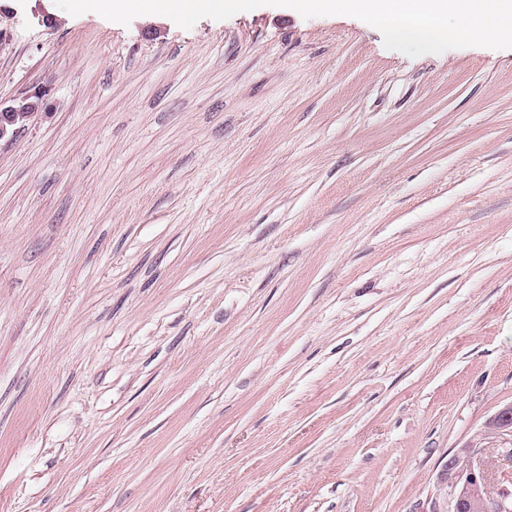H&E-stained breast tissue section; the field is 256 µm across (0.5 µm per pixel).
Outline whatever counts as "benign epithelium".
I'll use <instances>...</instances> for the list:
<instances>
[{
  "label": "benign epithelium",
  "instance_id": "7a95c632",
  "mask_svg": "<svg viewBox=\"0 0 512 512\" xmlns=\"http://www.w3.org/2000/svg\"><path fill=\"white\" fill-rule=\"evenodd\" d=\"M31 99L27 95L11 105L0 103V141L13 140L16 111ZM489 435L498 439V457L512 464V405L500 409L486 423ZM497 460L474 446L457 448L448 456L441 474L437 496L449 501L448 512H512V491L493 488L492 474Z\"/></svg>",
  "mask_w": 512,
  "mask_h": 512
}]
</instances>
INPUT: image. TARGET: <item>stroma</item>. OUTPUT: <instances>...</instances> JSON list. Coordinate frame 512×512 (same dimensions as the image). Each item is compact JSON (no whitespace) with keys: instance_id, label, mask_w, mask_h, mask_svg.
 Listing matches in <instances>:
<instances>
[{"instance_id":"obj_1","label":"stroma","mask_w":512,"mask_h":512,"mask_svg":"<svg viewBox=\"0 0 512 512\" xmlns=\"http://www.w3.org/2000/svg\"><path fill=\"white\" fill-rule=\"evenodd\" d=\"M0 0V512H427L512 404V49ZM32 97H38L37 95H27L20 99L18 102L11 104V105H3L0 102V142L2 140H13L17 134L19 133V130L25 126L23 124L26 121V114L23 112H31L34 108L39 109V100L34 99ZM32 98V99H31ZM29 99H31V102L33 105L30 107V109L27 110H21L19 112H22L18 114L17 116V125H20L19 127H15V114L16 111L19 109V107H23L29 103H26ZM27 122V121H26Z\"/></svg>"}]
</instances>
